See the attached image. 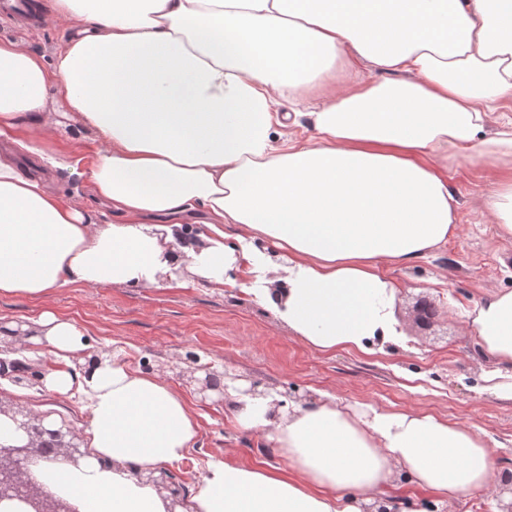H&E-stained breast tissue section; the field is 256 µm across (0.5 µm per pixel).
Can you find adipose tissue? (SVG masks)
I'll use <instances>...</instances> for the list:
<instances>
[{
  "label": "adipose tissue",
  "mask_w": 512,
  "mask_h": 512,
  "mask_svg": "<svg viewBox=\"0 0 512 512\" xmlns=\"http://www.w3.org/2000/svg\"><path fill=\"white\" fill-rule=\"evenodd\" d=\"M77 29L45 68L0 42V137L52 133L46 89L103 147L85 177L120 222L61 201L0 153V296L43 299L66 285L158 286L177 272L221 286L269 273L256 302L322 352L367 355L402 345L398 294L385 262L409 265L455 234L446 171L497 161L486 208L512 240V0H52ZM386 77L329 89L308 120L283 132L279 100L337 67ZM203 208L208 234L181 241ZM238 228V246L224 227ZM268 243L271 253L253 249ZM493 391L512 400V291L486 293L470 314ZM38 333L59 362L45 391L91 399V459L31 467L78 512H169L148 471L182 460L199 425L159 376L120 359L89 366L70 320L45 311ZM238 428L287 467L210 468L184 512H362L406 487L442 503L481 496L499 467L482 437L416 410L342 405L319 395L279 405L239 398Z\"/></svg>",
  "instance_id": "ef3b65f1"
}]
</instances>
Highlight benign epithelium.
Returning a JSON list of instances; mask_svg holds the SVG:
<instances>
[{
    "label": "benign epithelium",
    "instance_id": "obj_1",
    "mask_svg": "<svg viewBox=\"0 0 512 512\" xmlns=\"http://www.w3.org/2000/svg\"><path fill=\"white\" fill-rule=\"evenodd\" d=\"M414 322L428 329L438 317L435 305L427 298H420L413 306ZM205 376L200 380L199 393L202 399L209 393L224 395V385L217 374L204 366ZM45 371L33 368L26 361L22 349L0 347V379L13 383H26L29 387L42 385ZM0 414L8 415L26 434L24 443L0 442V503L16 501L26 507L25 512H77L73 504L49 487L26 478L30 466L38 462H53L62 457L78 467L90 452L80 450L79 437L68 425L44 424V418L21 406L5 409ZM499 489V512H512V473L503 472L496 478Z\"/></svg>",
    "mask_w": 512,
    "mask_h": 512
}]
</instances>
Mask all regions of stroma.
I'll return each instance as SVG.
<instances>
[{"label": "stroma", "instance_id": "stroma-1", "mask_svg": "<svg viewBox=\"0 0 512 512\" xmlns=\"http://www.w3.org/2000/svg\"><path fill=\"white\" fill-rule=\"evenodd\" d=\"M70 29L50 15L35 31L0 26V41L23 43L50 67L69 40ZM46 110L60 131L50 147L63 164H48L40 154L42 142L23 128L18 136L29 144L19 153L23 168L41 175L49 191L62 200L94 208L99 223L116 220L115 211L96 202L85 177L99 141L68 109L61 87L49 89ZM494 170L491 160H462L449 167V188L458 202L455 235L412 265L387 267L388 277L399 287L395 316L409 339L405 349L391 346L375 355L318 352L258 306L252 295L190 276L170 287L64 286L42 300L0 297V323L30 325L43 311H54L83 331L88 352L118 353L131 368L161 376L184 396L199 424L193 448L170 466L172 487L184 498L201 483L213 461H279L272 449L235 427L233 400L201 399L196 379L202 364L263 388L294 390L305 398L320 391L345 404L434 414L479 433L508 471L512 401L490 393V364L479 354L468 319L486 292L512 290V240L498 235L484 209ZM420 296L433 298L440 308L437 322L427 330L413 322V305ZM190 352L199 357V364L187 361ZM0 405L65 419L81 441L89 439L88 400L81 389L57 395L11 383L0 395Z\"/></svg>", "mask_w": 512, "mask_h": 512}]
</instances>
